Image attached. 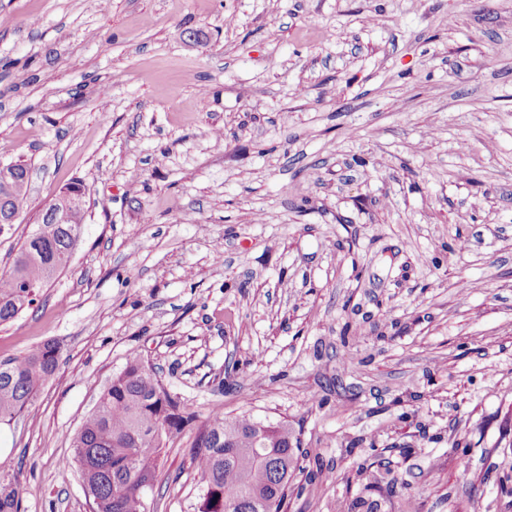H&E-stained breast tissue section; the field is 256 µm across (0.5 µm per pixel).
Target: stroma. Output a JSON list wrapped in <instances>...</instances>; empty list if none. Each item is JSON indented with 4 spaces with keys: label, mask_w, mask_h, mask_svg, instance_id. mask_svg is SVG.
<instances>
[{
    "label": "stroma",
    "mask_w": 512,
    "mask_h": 512,
    "mask_svg": "<svg viewBox=\"0 0 512 512\" xmlns=\"http://www.w3.org/2000/svg\"><path fill=\"white\" fill-rule=\"evenodd\" d=\"M19 159L0 272L61 188L90 204L0 326V360L60 345L0 422L21 512H91L60 463L133 350L200 417L288 421L284 512H512V0H0ZM191 441L154 512H198Z\"/></svg>",
    "instance_id": "stroma-1"
}]
</instances>
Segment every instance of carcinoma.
Here are the masks:
<instances>
[{
	"label": "carcinoma",
	"mask_w": 512,
	"mask_h": 512,
	"mask_svg": "<svg viewBox=\"0 0 512 512\" xmlns=\"http://www.w3.org/2000/svg\"><path fill=\"white\" fill-rule=\"evenodd\" d=\"M85 212L83 200L70 207L66 223L34 225L10 270L0 273V325L31 308L52 272L68 265ZM59 356V344L47 341L0 360V420L32 404ZM187 428L194 430L192 461L202 484L198 512H283L301 455L288 423L222 414L199 423L136 352L84 418L64 468L79 471L96 512H150L147 489L160 451ZM22 491L14 465L0 462V512H20Z\"/></svg>",
	"instance_id": "carcinoma-1"
}]
</instances>
